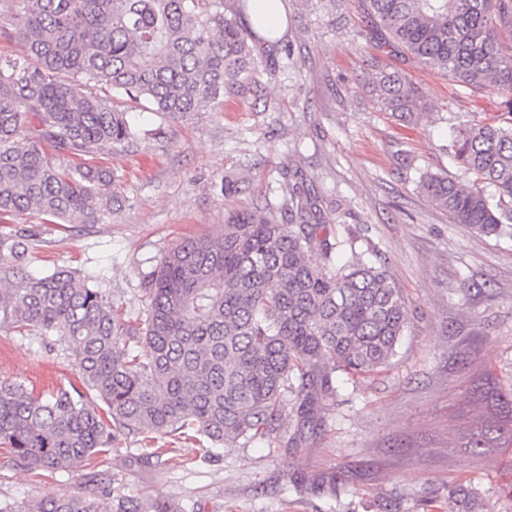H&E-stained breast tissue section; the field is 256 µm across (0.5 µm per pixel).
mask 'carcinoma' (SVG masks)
I'll list each match as a JSON object with an SVG mask.
<instances>
[{
    "instance_id": "1",
    "label": "carcinoma",
    "mask_w": 512,
    "mask_h": 512,
    "mask_svg": "<svg viewBox=\"0 0 512 512\" xmlns=\"http://www.w3.org/2000/svg\"><path fill=\"white\" fill-rule=\"evenodd\" d=\"M0 0L24 59L0 58V214L91 224L112 212V171L94 164L140 136L122 100L169 115L224 106L273 76L279 43L256 0ZM373 23L413 58L467 89L508 95L498 121L463 119L450 150L460 174H425L418 188L454 224L487 237L512 228V0H366ZM379 110L411 123L418 88L398 72L367 82ZM288 223L269 207L230 215L217 234L191 235L141 281L137 326L114 315L106 292L69 269L24 268L31 234L0 238V330L56 336L94 398L61 387L45 397L0 380V449L39 474L71 473L118 451L121 435H181L214 446L240 439L286 445L285 394L298 431H314L336 372L390 365L407 308L387 272L328 229L301 170L282 166ZM318 254L323 264L312 263ZM142 346L135 353L130 344ZM487 421L461 437L477 455L512 447V401L482 393ZM92 496H60L0 512H185L173 498L110 496L99 471ZM341 476L295 482L336 494Z\"/></svg>"
}]
</instances>
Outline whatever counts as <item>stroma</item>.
Instances as JSON below:
<instances>
[{
    "instance_id": "35a3bbf8",
    "label": "stroma",
    "mask_w": 512,
    "mask_h": 512,
    "mask_svg": "<svg viewBox=\"0 0 512 512\" xmlns=\"http://www.w3.org/2000/svg\"><path fill=\"white\" fill-rule=\"evenodd\" d=\"M285 9L293 56L257 95L176 117L127 107L143 137L99 159L115 176L111 213L72 228L0 215V235L30 230L27 271L65 267L103 282L131 322L145 309L143 275L182 236L217 232L229 213L266 200L284 210L278 169L296 153L332 232L400 288L407 329L386 369L357 381L337 375L319 426L293 446L258 439L206 450L125 436L104 465L109 492L170 497L189 512H512V448L478 456L458 445L485 413L471 396L478 380L512 388V236L451 223L417 188L426 173L457 175L453 126L494 121L504 95L465 91L386 45L365 0H337L324 16L300 0ZM382 69L418 88L417 123L376 107L365 82ZM0 379L46 393L76 382L75 357L63 342L2 330ZM151 446L165 454L143 463ZM334 471L344 483L332 497L291 484ZM88 492L78 472L0 467L1 503Z\"/></svg>"
}]
</instances>
